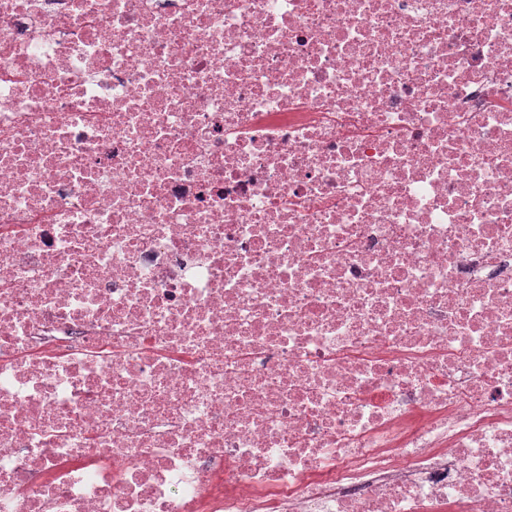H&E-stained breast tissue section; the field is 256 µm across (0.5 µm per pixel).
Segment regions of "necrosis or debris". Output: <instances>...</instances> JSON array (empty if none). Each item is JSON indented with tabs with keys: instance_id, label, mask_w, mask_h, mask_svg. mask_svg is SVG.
<instances>
[{
	"instance_id": "1",
	"label": "necrosis or debris",
	"mask_w": 512,
	"mask_h": 512,
	"mask_svg": "<svg viewBox=\"0 0 512 512\" xmlns=\"http://www.w3.org/2000/svg\"><path fill=\"white\" fill-rule=\"evenodd\" d=\"M0 512H512V0H0Z\"/></svg>"
}]
</instances>
